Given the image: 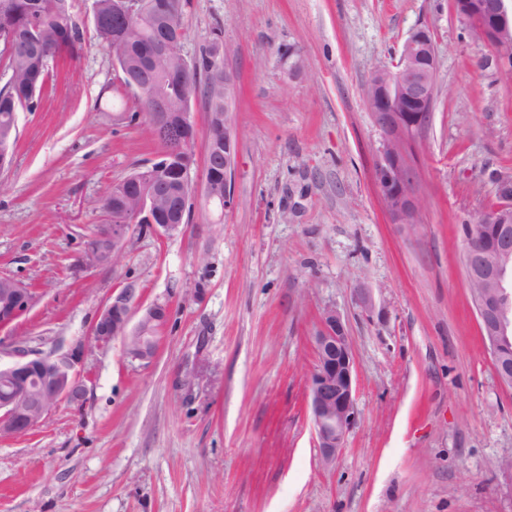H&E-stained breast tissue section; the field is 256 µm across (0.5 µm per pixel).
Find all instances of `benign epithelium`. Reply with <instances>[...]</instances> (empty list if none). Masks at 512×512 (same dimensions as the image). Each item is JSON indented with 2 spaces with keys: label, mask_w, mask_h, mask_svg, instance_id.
I'll return each mask as SVG.
<instances>
[{
  "label": "benign epithelium",
  "mask_w": 512,
  "mask_h": 512,
  "mask_svg": "<svg viewBox=\"0 0 512 512\" xmlns=\"http://www.w3.org/2000/svg\"><path fill=\"white\" fill-rule=\"evenodd\" d=\"M142 0H122L121 21L129 24L140 15ZM456 17L471 39L488 47L505 65L512 64V0H452ZM180 29L169 23L156 37L152 53L162 58L175 43ZM438 78V59L432 32L413 30L403 44L397 63L373 70L368 84L373 95L368 108L383 132L381 159L375 172L382 203L393 224L418 223L421 201L416 194L415 170L404 152L406 139L430 119ZM137 96L149 93L150 109L164 136L178 148L160 152L155 161L112 183V223L101 226L96 239L103 244L102 265L120 260L126 241L140 225L162 237L178 233L188 222L194 184L190 177L196 128L189 112H167L165 94L154 81L139 77L128 85ZM211 128L224 131V159L208 158L203 171L206 202L224 213L234 206L230 175L236 138L229 120L216 113ZM478 222L493 227L495 252L488 254L479 236L467 242L463 265L468 285L490 289L491 298L475 296L481 333L484 335L500 383L512 387V364L503 354V340L512 336V209L495 206L482 211ZM135 289L124 288L99 314L89 340L69 350L47 355L17 344L14 362L0 367V437H17L34 430L61 403L83 405L90 378L82 372L86 354L106 349L112 338L137 332L152 336L167 321L163 304L145 308L132 321ZM30 289L13 279L0 277V327L8 326L32 307ZM315 363L307 375L308 404L317 438L320 461L332 464L345 447L357 423V364L345 323L336 311L324 313L313 337Z\"/></svg>",
  "instance_id": "obj_1"
}]
</instances>
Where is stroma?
I'll use <instances>...</instances> for the list:
<instances>
[{"mask_svg": "<svg viewBox=\"0 0 512 512\" xmlns=\"http://www.w3.org/2000/svg\"><path fill=\"white\" fill-rule=\"evenodd\" d=\"M92 9L74 0L84 50L19 113L0 173V276L35 297L0 327V364L19 337L44 354L87 342L129 285L135 308L170 315L152 362L118 342L88 352L83 405L0 439V512H512L498 465L512 456V389L482 340L461 231L512 181V82L452 0H187L186 59L216 37L228 49L236 204L217 216L199 190L209 114L193 99L188 227L137 230L116 266L88 271L78 257L107 221L94 201L159 152ZM420 26L438 81L411 141L422 208L410 227L384 210L383 134L363 90ZM329 310L351 338L359 419L325 467L306 378Z\"/></svg>", "mask_w": 512, "mask_h": 512, "instance_id": "obj_1", "label": "stroma"}]
</instances>
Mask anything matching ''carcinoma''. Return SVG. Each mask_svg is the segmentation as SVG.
<instances>
[{"label":"carcinoma","instance_id":"cac0c4a2","mask_svg":"<svg viewBox=\"0 0 512 512\" xmlns=\"http://www.w3.org/2000/svg\"><path fill=\"white\" fill-rule=\"evenodd\" d=\"M185 0H146L136 31L123 34L114 0H94L92 22L98 44L115 59L120 69L141 60L145 38L152 33L156 16L168 13L182 20ZM11 35L10 46L0 45V71L7 76L0 87V134L15 143L16 113L36 110L41 91L53 76L57 59L64 53L78 57L84 49L83 30L72 15V0H0V33ZM207 46L195 70L184 71L172 56L158 65L154 78L164 83L171 111L180 112L186 96L198 94L207 111H224V80L209 70Z\"/></svg>","mask_w":512,"mask_h":512}]
</instances>
